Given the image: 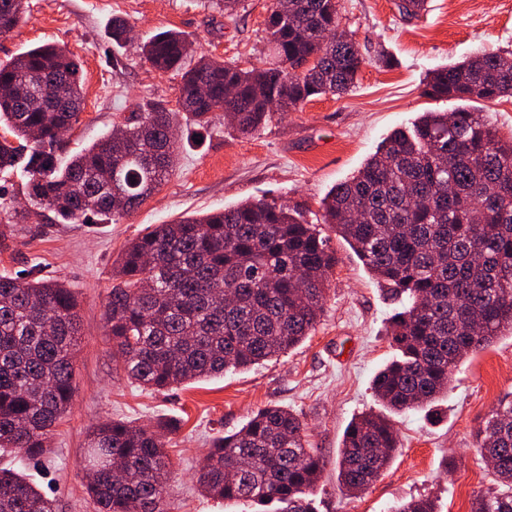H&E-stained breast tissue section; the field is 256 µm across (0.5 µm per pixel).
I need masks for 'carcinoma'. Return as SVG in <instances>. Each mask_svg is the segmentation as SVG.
<instances>
[{"instance_id": "carcinoma-1", "label": "carcinoma", "mask_w": 512, "mask_h": 512, "mask_svg": "<svg viewBox=\"0 0 512 512\" xmlns=\"http://www.w3.org/2000/svg\"><path fill=\"white\" fill-rule=\"evenodd\" d=\"M27 0H0V36L25 21ZM338 0H272L268 66L244 70L200 56L187 38L161 31L141 46L158 71L181 74L176 108L153 103L140 119L100 137L60 163L46 149L79 123L80 66L46 42L0 63V173H21L29 204L64 224H93L138 209L171 175L178 114L205 129L224 108L235 129L253 134L277 112L354 87L362 59L339 28ZM316 66L299 70L308 57ZM432 97L512 98V60L483 51L436 70ZM323 223L336 228L367 270L404 297L391 318L399 355L372 379L394 414L432 411L448 398L461 361L512 334V140L480 113L424 112L393 131L352 178L322 200ZM338 263L329 238L297 206L259 199L198 218L156 224L130 242L112 268L104 311L112 355L126 378L162 390L289 351L315 331ZM78 298L65 284L0 275V448L37 461L69 411L80 328ZM478 452L497 489L473 512H512V404L485 422ZM399 448L388 419L372 412L347 426L336 479L349 494L366 490ZM107 457L120 472L89 480L99 512H168L171 466L161 434L121 420L88 433L85 465ZM324 462L306 424L276 405L238 431L215 439L198 474L207 496L248 500L256 512H314L306 490ZM0 512H57L23 473L0 470ZM392 512H437L428 499Z\"/></svg>"}]
</instances>
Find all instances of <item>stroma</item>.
<instances>
[{
	"instance_id": "stroma-1",
	"label": "stroma",
	"mask_w": 512,
	"mask_h": 512,
	"mask_svg": "<svg viewBox=\"0 0 512 512\" xmlns=\"http://www.w3.org/2000/svg\"><path fill=\"white\" fill-rule=\"evenodd\" d=\"M396 2L339 0V27L355 34L364 59L351 91L312 98L246 136L228 128L218 112L198 142L193 123L179 117L176 169L159 192L119 221L57 223L53 212L25 207L23 179L0 175V225L9 228L0 274L65 282L81 301L82 328L72 405L50 437L49 453L35 463L0 452V469L24 471L56 500L59 512H95L82 467L90 425L107 419L164 424L172 462L169 512H252L246 502L202 495L197 471L212 439L275 404L302 417L324 458L323 478L313 490L317 512H390L417 498L434 500L440 512H471L476 496L493 485L475 444L492 411L512 401V337L467 359L436 412L394 416L401 446L390 466L365 492L342 495L338 449L351 420L376 405L370 381L396 355L386 328L400 305L340 236L331 238L338 264L316 331L251 370L161 391L135 386L112 357L103 319L113 261L152 225L263 197L300 206L310 222L320 223L321 199L356 173L394 128L457 107V100L424 95L430 72L486 49L512 57V0H427L415 17L400 14ZM270 5L240 0L228 17L220 0H29L25 23L0 36V62L48 41L66 46L79 62L85 109L55 147L66 160L142 104H175L178 77L152 69L140 43L174 29L197 54L259 68L266 62ZM116 17L132 28L130 42L121 46L112 40Z\"/></svg>"
}]
</instances>
